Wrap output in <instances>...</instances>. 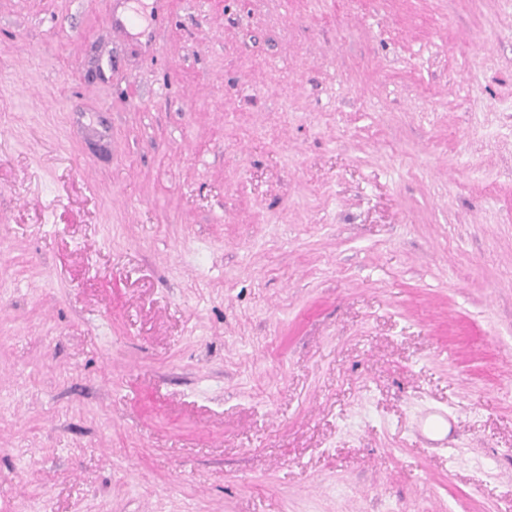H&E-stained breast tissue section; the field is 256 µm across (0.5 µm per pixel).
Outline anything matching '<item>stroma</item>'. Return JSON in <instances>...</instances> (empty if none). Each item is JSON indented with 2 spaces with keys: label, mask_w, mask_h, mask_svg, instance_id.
<instances>
[{
  "label": "stroma",
  "mask_w": 512,
  "mask_h": 512,
  "mask_svg": "<svg viewBox=\"0 0 512 512\" xmlns=\"http://www.w3.org/2000/svg\"><path fill=\"white\" fill-rule=\"evenodd\" d=\"M0 512H512V0H0Z\"/></svg>",
  "instance_id": "obj_1"
}]
</instances>
